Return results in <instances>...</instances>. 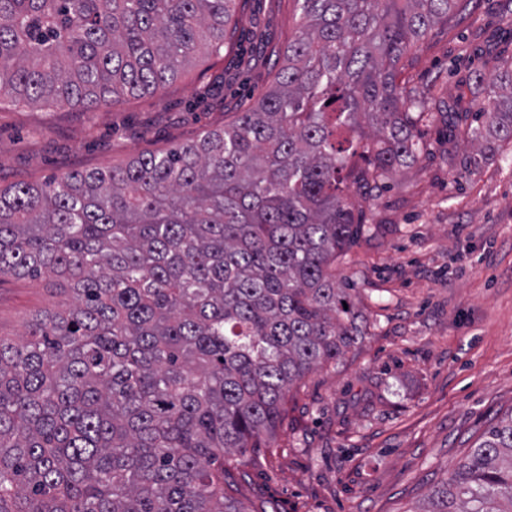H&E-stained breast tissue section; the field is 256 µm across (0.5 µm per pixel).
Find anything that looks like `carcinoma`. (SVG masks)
Instances as JSON below:
<instances>
[{
  "label": "carcinoma",
  "mask_w": 512,
  "mask_h": 512,
  "mask_svg": "<svg viewBox=\"0 0 512 512\" xmlns=\"http://www.w3.org/2000/svg\"><path fill=\"white\" fill-rule=\"evenodd\" d=\"M267 94L224 125L109 171L0 187V274L55 278L69 307L0 338V512H246L225 481L288 393L363 330L336 260L358 197L419 157L431 88L411 48L473 0H297ZM237 0H0V98L96 111L229 39ZM469 164L512 141L494 64ZM373 128L366 165L353 133ZM420 512H512V417Z\"/></svg>",
  "instance_id": "obj_1"
}]
</instances>
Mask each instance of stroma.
Returning a JSON list of instances; mask_svg holds the SVG:
<instances>
[{"instance_id":"1","label":"stroma","mask_w":512,"mask_h":512,"mask_svg":"<svg viewBox=\"0 0 512 512\" xmlns=\"http://www.w3.org/2000/svg\"><path fill=\"white\" fill-rule=\"evenodd\" d=\"M296 0H245L232 42L193 56L156 93L94 112L0 104V187L102 170L220 129L273 84ZM512 0H478L411 51L408 85L434 88L417 162L361 200L366 231L336 280L364 334L288 395L273 443L230 465L249 512H416L475 441L512 413V144L467 163L483 87L512 57ZM49 279L0 275V337L71 303Z\"/></svg>"}]
</instances>
